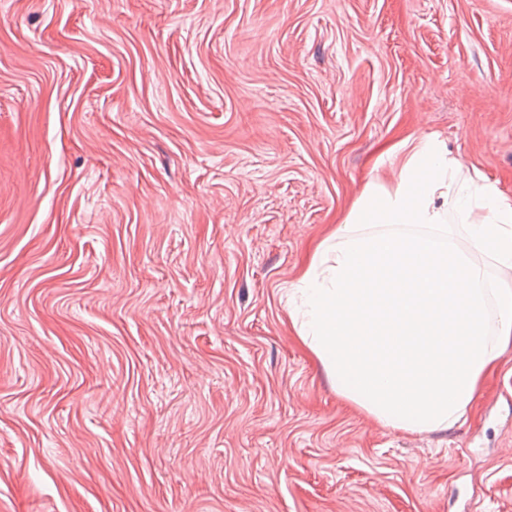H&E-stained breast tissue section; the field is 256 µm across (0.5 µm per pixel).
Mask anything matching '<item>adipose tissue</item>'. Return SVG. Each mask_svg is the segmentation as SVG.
I'll list each match as a JSON object with an SVG mask.
<instances>
[{"mask_svg": "<svg viewBox=\"0 0 512 512\" xmlns=\"http://www.w3.org/2000/svg\"><path fill=\"white\" fill-rule=\"evenodd\" d=\"M387 157L316 245L289 317L347 403L396 431H448L512 349V194L434 134Z\"/></svg>", "mask_w": 512, "mask_h": 512, "instance_id": "obj_1", "label": "adipose tissue"}]
</instances>
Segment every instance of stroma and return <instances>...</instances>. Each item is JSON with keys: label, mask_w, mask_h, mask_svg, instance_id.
Masks as SVG:
<instances>
[{"label": "stroma", "mask_w": 512, "mask_h": 512, "mask_svg": "<svg viewBox=\"0 0 512 512\" xmlns=\"http://www.w3.org/2000/svg\"><path fill=\"white\" fill-rule=\"evenodd\" d=\"M411 133L512 193V0H0V512H512V352L407 434L291 328Z\"/></svg>", "instance_id": "obj_1"}]
</instances>
